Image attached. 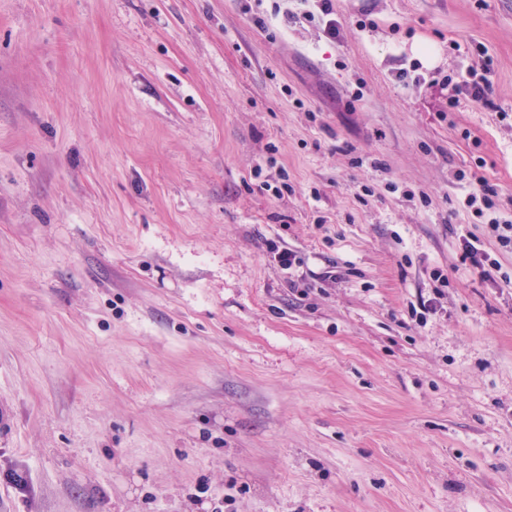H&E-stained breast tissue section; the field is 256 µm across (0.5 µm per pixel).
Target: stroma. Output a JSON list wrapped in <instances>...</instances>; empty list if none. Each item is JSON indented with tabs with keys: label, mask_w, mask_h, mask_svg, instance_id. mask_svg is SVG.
Returning <instances> with one entry per match:
<instances>
[{
	"label": "stroma",
	"mask_w": 512,
	"mask_h": 512,
	"mask_svg": "<svg viewBox=\"0 0 512 512\" xmlns=\"http://www.w3.org/2000/svg\"><path fill=\"white\" fill-rule=\"evenodd\" d=\"M331 8L0 0V512H512V0ZM483 75L478 76L475 69L471 68L465 74L459 75V82L466 87L471 98L478 103H481L486 108H494L495 103L491 98L492 88L489 79L486 75L490 72L488 63L483 62L482 65Z\"/></svg>",
	"instance_id": "stroma-1"
}]
</instances>
